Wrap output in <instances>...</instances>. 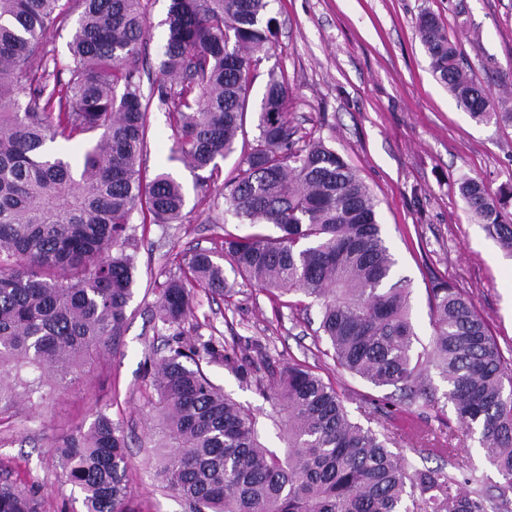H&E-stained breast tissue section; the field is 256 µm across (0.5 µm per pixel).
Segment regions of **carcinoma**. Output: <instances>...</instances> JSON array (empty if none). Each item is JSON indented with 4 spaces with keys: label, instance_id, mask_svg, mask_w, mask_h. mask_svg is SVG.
<instances>
[{
    "label": "carcinoma",
    "instance_id": "obj_1",
    "mask_svg": "<svg viewBox=\"0 0 512 512\" xmlns=\"http://www.w3.org/2000/svg\"><path fill=\"white\" fill-rule=\"evenodd\" d=\"M271 2L171 0L159 83L146 95L145 0H0V372H14L13 385H0V407L42 400L122 335L137 282L132 216L172 224L186 203L175 176L143 170L150 107L167 112L177 159L218 180L276 33ZM76 8L64 80L57 59L37 51ZM418 35L463 111L512 123L509 99L473 79L436 17L422 15ZM287 92L285 76L269 71L258 135L224 195L225 214L278 234L226 238L221 255L195 252L182 259L190 278L170 277L159 292L158 319L174 333L153 379L168 449L158 476L190 512H488L487 499L457 488L443 467L409 469L390 448L395 437L353 420L336 389L299 364L268 370L285 449L265 447L257 415L201 367L235 357L211 339L181 341L192 289H233L225 260L257 288L300 293L319 307L341 368L410 405L449 403L502 478L499 497L512 493V368L501 347L470 299L436 279L430 349L415 351L410 282L394 278L375 198L333 148L299 134ZM88 134L94 141L75 165L61 145ZM458 190L471 221L512 254V193L493 195L474 178ZM432 370L447 383L441 398ZM53 454L85 512H127L124 431L110 417L97 414ZM39 509L32 490L0 487V512Z\"/></svg>",
    "mask_w": 512,
    "mask_h": 512
}]
</instances>
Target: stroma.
<instances>
[{"instance_id": "obj_1", "label": "stroma", "mask_w": 512, "mask_h": 512, "mask_svg": "<svg viewBox=\"0 0 512 512\" xmlns=\"http://www.w3.org/2000/svg\"><path fill=\"white\" fill-rule=\"evenodd\" d=\"M169 4L148 0L146 91L158 75ZM425 13L441 21L475 80L500 95L504 81L512 79V0H273L277 36L256 71L250 105L258 107L268 70L284 71L289 119L300 134L324 139L369 187L396 273L411 283V316L422 345L433 336L427 288L438 277L465 291L507 352L512 350V255L471 222L458 186L467 178L482 180L493 193L512 186V123L475 122L436 80L417 34ZM256 135L254 118H247L234 153L220 163V181L204 183L172 159L166 112L150 110L143 166L147 174L165 169L180 179L186 195L181 220L146 224L134 216L138 283L117 344L92 354L82 372L43 405L0 408V482L35 488L43 512H84L79 488L62 475L50 449L86 431L99 410L126 436L128 512H189L157 476L151 368L166 355L171 338L155 318L158 286L178 274L183 256L222 253L225 238L250 233V225L224 222L222 211L224 183ZM318 326V309L303 295L274 296L241 279L229 297L196 289L183 340L254 349L248 376L220 361L203 363L202 369L260 415L274 411L260 385L268 367H308L343 396L350 411L366 407L375 428L393 431L395 449L409 466L438 465L458 478L463 470L457 462L465 460L490 512H512V497L501 500L500 478L477 436L465 434L453 410L407 405L394 388H377L349 374L325 356ZM439 430L451 436L456 460L434 455L416 439L418 432Z\"/></svg>"}]
</instances>
